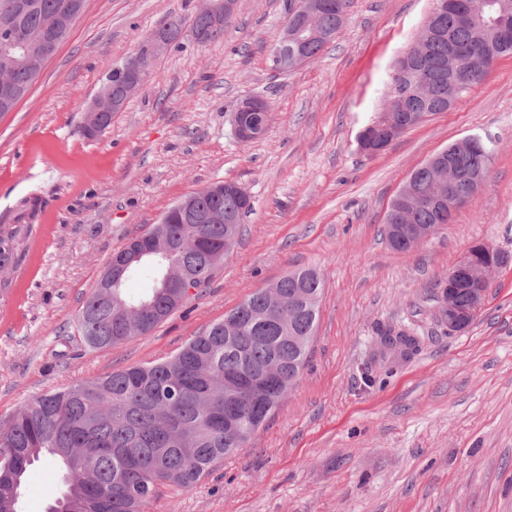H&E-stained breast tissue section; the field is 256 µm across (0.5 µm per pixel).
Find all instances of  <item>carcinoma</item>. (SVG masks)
Masks as SVG:
<instances>
[{"label": "carcinoma", "instance_id": "1", "mask_svg": "<svg viewBox=\"0 0 512 512\" xmlns=\"http://www.w3.org/2000/svg\"><path fill=\"white\" fill-rule=\"evenodd\" d=\"M68 0H0V76L29 87L28 70L3 49L15 27L53 30ZM315 28L338 34L349 0H327ZM192 30L203 41L224 39V24L205 11L194 15ZM473 60V84L492 65L512 56L496 30L465 25L447 13L435 20L422 39L418 68L403 71L397 83L415 82L426 96L407 103L410 112L435 115L448 111V94L458 100L467 87L448 90V48ZM491 148L473 144L462 163L486 167ZM435 170L423 165L408 178L419 200H392L384 224H437V211L424 202ZM201 211L217 208L236 214L242 198L227 192L214 202L196 197ZM166 224L141 235L142 256L128 264L112 287L99 279L78 318L82 340L94 348L128 342L154 329L186 303L182 282L205 284L224 259V223L190 224L169 208ZM22 225H0V270L15 261ZM153 272L152 286L130 297L125 284L140 267ZM451 281L461 309L470 305V285L460 265ZM275 292L257 289L228 316L243 333L224 334V322L193 337L175 356L145 366H130L65 390L43 394L5 423H0V512H16L28 468L45 459L62 472L63 490L50 512H141L163 482L193 486L218 459L249 442L257 429L254 413L268 418L288 395L307 361L323 295V281L313 268L289 272Z\"/></svg>", "mask_w": 512, "mask_h": 512}]
</instances>
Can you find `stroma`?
<instances>
[{"mask_svg": "<svg viewBox=\"0 0 512 512\" xmlns=\"http://www.w3.org/2000/svg\"><path fill=\"white\" fill-rule=\"evenodd\" d=\"M290 0H240L222 42L183 39L100 137L81 131L109 68L198 0H86L29 96L0 116V224L36 210L0 271V421L36 397L176 354L255 290L300 267L324 282L307 363L244 448L191 487L160 485L143 512H512V261L467 329L452 331L440 281L476 244L512 258V56L445 112L364 153L360 131L393 96L396 60L431 0H351L313 61L272 70ZM262 95L265 133L239 142V103ZM481 137L488 178L417 248L386 241L384 216L413 170ZM217 181L252 210L238 241L154 330L105 349L77 332L112 255L164 211ZM406 332L414 348H387ZM58 470L30 467L20 512H46Z\"/></svg>", "mask_w": 512, "mask_h": 512, "instance_id": "35a3bbf8", "label": "stroma"}]
</instances>
